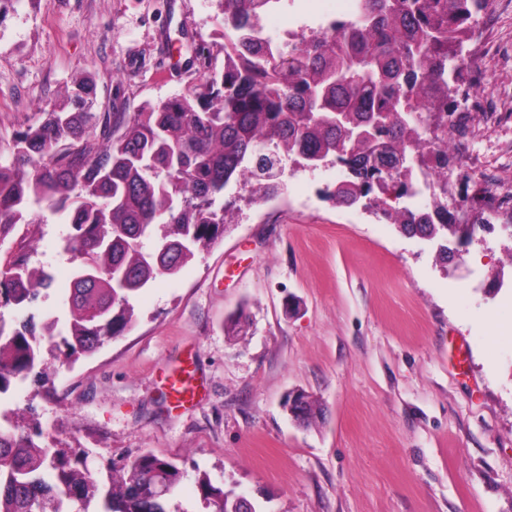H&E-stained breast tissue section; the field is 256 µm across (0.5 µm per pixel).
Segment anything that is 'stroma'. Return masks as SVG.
<instances>
[{"label": "stroma", "instance_id": "stroma-1", "mask_svg": "<svg viewBox=\"0 0 512 512\" xmlns=\"http://www.w3.org/2000/svg\"><path fill=\"white\" fill-rule=\"evenodd\" d=\"M344 0H286L281 30ZM214 0H11L0 15V162L15 134L90 81L94 111L135 112L186 92L217 38ZM494 45L460 84L448 153L457 224L488 222L460 266L382 215L336 206L330 171L286 173L279 198L242 205L208 251L133 304L136 324L61 367L34 406L42 444L87 451L88 465L151 452L185 471L172 512H208V472L261 512H512V337L483 348L487 320L512 324V0L480 14ZM68 215L28 233L51 284L36 314L62 313L74 265ZM244 333L232 332L234 322ZM192 370L200 395L173 407L162 370ZM302 390L307 426L282 407Z\"/></svg>", "mask_w": 512, "mask_h": 512}]
</instances>
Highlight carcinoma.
<instances>
[{
    "mask_svg": "<svg viewBox=\"0 0 512 512\" xmlns=\"http://www.w3.org/2000/svg\"><path fill=\"white\" fill-rule=\"evenodd\" d=\"M222 14L224 65L207 67L188 92L138 112H94L89 81L74 107L45 113L17 134L12 161L0 164V240L40 211L68 213L63 250L74 263L65 313L35 332L34 316L5 332L0 323V394L13 383L48 382L40 343L59 342L66 362L94 355L132 328V299L161 276H176L224 231V191L253 172L259 200L282 194L270 155L317 170L337 157L348 169L329 197L351 207L377 190L400 197L410 185L407 151L422 162L447 156L424 150L425 136L448 133L467 43L492 0H363L362 20L339 33H316L302 47H270L253 22L284 0H215ZM372 130V140L353 138ZM419 220L385 204L382 214L409 235L415 226L440 240L456 234L448 199ZM33 241L0 270V306L28 310L47 272L30 266ZM42 435L0 430V512H70L69 501L96 500L97 512H171L167 496L184 479L175 463L140 454L120 469L106 464L100 483L84 453L35 442ZM211 512H230L234 490L196 476Z\"/></svg>",
    "mask_w": 512,
    "mask_h": 512,
    "instance_id": "obj_1",
    "label": "carcinoma"
}]
</instances>
